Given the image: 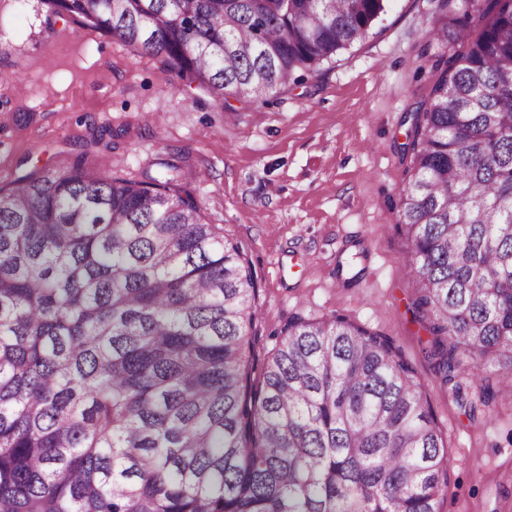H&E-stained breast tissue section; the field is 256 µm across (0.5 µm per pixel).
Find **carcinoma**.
Here are the masks:
<instances>
[{"label": "carcinoma", "instance_id": "obj_1", "mask_svg": "<svg viewBox=\"0 0 512 512\" xmlns=\"http://www.w3.org/2000/svg\"><path fill=\"white\" fill-rule=\"evenodd\" d=\"M211 95L260 100L387 0H43ZM396 232L469 419L512 378V0H432ZM80 156L0 188V512H441L448 448L392 338L296 316L255 366L257 281L172 172Z\"/></svg>", "mask_w": 512, "mask_h": 512}]
</instances>
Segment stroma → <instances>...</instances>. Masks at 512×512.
I'll list each match as a JSON object with an SVG mask.
<instances>
[{
  "label": "stroma",
  "instance_id": "obj_1",
  "mask_svg": "<svg viewBox=\"0 0 512 512\" xmlns=\"http://www.w3.org/2000/svg\"><path fill=\"white\" fill-rule=\"evenodd\" d=\"M430 26L427 0H388L364 43L268 102L219 101L42 0H0V188L81 153L132 180L177 165L205 221L252 266L257 355L296 314H342L391 336L448 446L442 512H512V395L472 422L439 385L394 229L408 179L406 115L434 83L420 56Z\"/></svg>",
  "mask_w": 512,
  "mask_h": 512
}]
</instances>
